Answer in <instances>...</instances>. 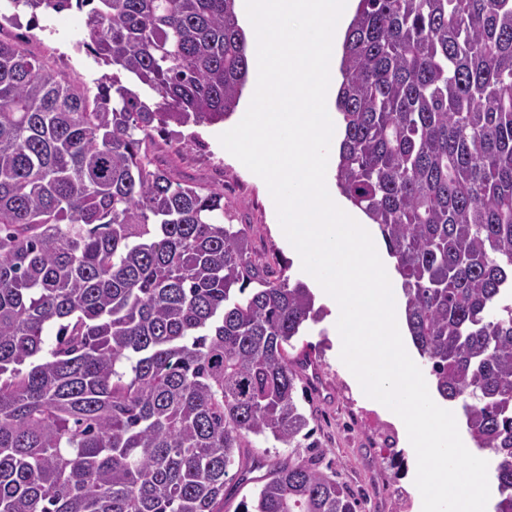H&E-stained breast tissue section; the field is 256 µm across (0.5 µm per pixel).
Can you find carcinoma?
Instances as JSON below:
<instances>
[{
  "label": "carcinoma",
  "mask_w": 512,
  "mask_h": 512,
  "mask_svg": "<svg viewBox=\"0 0 512 512\" xmlns=\"http://www.w3.org/2000/svg\"><path fill=\"white\" fill-rule=\"evenodd\" d=\"M88 5L93 91L0 41V512H224L263 467L237 512H358L295 399L312 292L150 152L237 108L235 0H6L0 27ZM341 72L337 184L512 512V0H360ZM255 438L307 455L236 467Z\"/></svg>",
  "instance_id": "1"
}]
</instances>
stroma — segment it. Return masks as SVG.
Returning a JSON list of instances; mask_svg holds the SVG:
<instances>
[{"mask_svg":"<svg viewBox=\"0 0 512 512\" xmlns=\"http://www.w3.org/2000/svg\"><path fill=\"white\" fill-rule=\"evenodd\" d=\"M0 39L39 58L49 69L69 83L94 87L108 74L107 66L89 53L87 13L70 9L39 16L34 25L20 24L0 29ZM223 124L199 128L198 139H191L188 128L179 133L156 134L152 154L158 165L173 170L178 178L220 187L224 201L250 227L254 251L268 261L289 262V274L299 279V265L292 262V251L285 237L274 229V205L266 191L259 188L250 173L227 156L218 141ZM336 314L326 311L323 320L313 325L306 340L323 374V385L303 380L307 407L315 416L316 436L328 459L336 464L338 477L352 491L361 492L368 485L371 472L389 483L394 494L380 512H419V491L414 483L413 466L402 470L390 468L385 446H373V439L392 437L394 449L404 450L402 427L392 417L371 404L347 377L336 347ZM368 413V420L347 424L350 408Z\"/></svg>","mask_w":512,"mask_h":512,"instance_id":"obj_1","label":"stroma"}]
</instances>
